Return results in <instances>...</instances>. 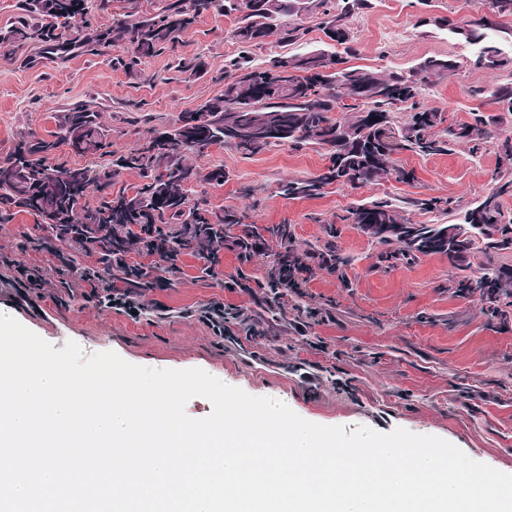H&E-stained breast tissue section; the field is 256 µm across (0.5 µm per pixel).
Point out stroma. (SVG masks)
Segmentation results:
<instances>
[{
  "label": "stroma",
  "mask_w": 512,
  "mask_h": 512,
  "mask_svg": "<svg viewBox=\"0 0 512 512\" xmlns=\"http://www.w3.org/2000/svg\"><path fill=\"white\" fill-rule=\"evenodd\" d=\"M481 10L482 0H432L427 7L417 0H374L373 9L352 22L354 62L389 73L413 70L428 56L453 57L458 69L427 87L422 103L457 122L477 110L492 111L470 89L506 80L507 72L473 68L468 45L418 24L428 14L461 21ZM234 26L221 11L202 14L175 49L146 59L136 77L112 64L124 53L120 44L97 55L32 64L19 54H0V157L18 130L50 135L56 115L77 101L98 106L111 152H127L152 126L222 94L225 62L239 53L229 36ZM182 58L198 59L199 68L176 71ZM136 109L151 122H121V113ZM185 158L205 172L218 166L228 172L223 185L204 187L214 209L241 212L251 224L293 225L302 243L321 237L324 224L336 225L337 241L353 259L348 281L317 269L306 288L309 300L329 308V315L306 320L290 310L271 330L261 321L248 327L233 320L216 332L201 310L249 309L260 293L232 287L241 267L257 278L263 270L255 262L242 264L229 249L217 278L199 279L197 260L184 257L167 286L129 310L98 306L83 285L60 296L57 260L19 247L22 232L35 223L26 213L0 223V312L58 350L72 340L88 355L112 351L148 368H199L250 395L280 400L308 422L349 432L365 426L433 435L512 474V322H488L479 298L451 294L447 260L428 256L381 265L379 246L342 220L348 209L376 197L473 204L493 187L495 149L474 155L460 144L442 155L406 152L395 162L414 171L411 183L331 185L320 197L295 200L280 194V183L318 174L328 162L324 150L284 144L246 158L215 146ZM18 264L41 269L43 288H29L14 270Z\"/></svg>",
  "instance_id": "35a3bbf8"
}]
</instances>
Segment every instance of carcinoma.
Masks as SVG:
<instances>
[{
    "label": "carcinoma",
    "instance_id": "1",
    "mask_svg": "<svg viewBox=\"0 0 512 512\" xmlns=\"http://www.w3.org/2000/svg\"><path fill=\"white\" fill-rule=\"evenodd\" d=\"M122 13L112 26H93L91 13H107L112 3ZM155 12L142 9L141 0H19V15L0 34V46L14 55L32 44L47 59H63L81 52L99 54L122 44L126 55L116 64L136 75L145 59L174 47L202 13L217 9L236 15L231 37L243 52L268 44L296 46L294 64L286 70L282 54L270 55L266 65L253 67L236 60L225 65L223 93L191 112H182L168 126L155 128L132 150L110 166L67 165L55 162L66 145L85 157L106 154L107 130L99 110L89 101L75 102L57 116V131L49 137L19 131L9 153L0 158V218L28 213L36 220V234L23 248L56 258V287L71 290L77 283L93 289L99 305H112L116 290L134 299L169 283L181 258L202 261L200 276L211 279L224 248L231 247L264 269L262 297L257 309H242L248 322L271 314L286 317L285 301L305 287L313 267L344 281L351 257L337 244L336 227L326 224L323 237L297 244L290 224H245L230 210L215 211L204 198L191 197L202 182L224 184V168L203 174L185 160L196 145L234 148L254 156L267 147L288 143L319 146L328 163L319 174L281 183L291 199L320 196L326 187H361L396 180L408 182L413 173L394 163V156L413 152L446 154L464 144L471 153L490 146L497 154L496 186L474 204L460 208L450 199H412L406 204L424 212L452 215L446 224L414 223L403 206L376 198L352 207L346 221L371 243L382 247L378 258L413 261L439 256L455 275L448 291L456 297H479L485 314L505 322L512 316V265L494 257L512 251V216L504 213L502 198L512 196V138L499 140L504 116L512 118V81L470 89L487 98L498 113H472L469 121L445 123L444 113L418 101L422 86L452 73L457 62L429 57L409 74H383L371 67L349 64L357 54L353 18L371 8L372 0H309L310 17L329 40L321 48L305 49L309 28L298 23V0H161ZM484 12L452 23L447 17L419 19L422 26L446 27L474 48L470 63L478 69L512 73V56L500 41L512 42V0H484ZM288 94L278 93L280 88ZM337 112L348 117L338 118ZM123 170L144 178L129 195L112 193V181ZM95 192L98 201L87 196ZM277 250L268 251V243ZM483 254L479 271L472 259ZM136 253L149 263L114 265L117 257ZM91 257L87 263L84 258Z\"/></svg>",
    "mask_w": 512,
    "mask_h": 512
}]
</instances>
